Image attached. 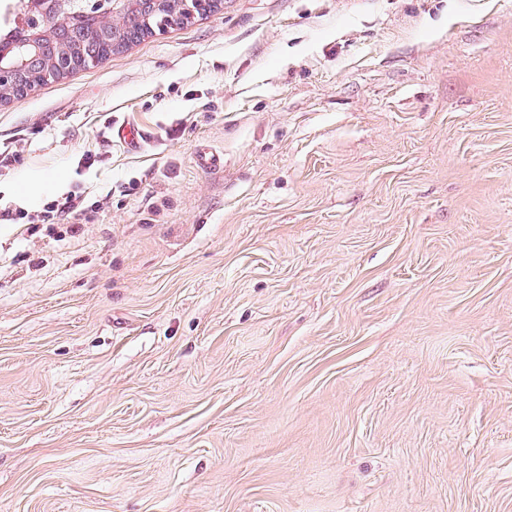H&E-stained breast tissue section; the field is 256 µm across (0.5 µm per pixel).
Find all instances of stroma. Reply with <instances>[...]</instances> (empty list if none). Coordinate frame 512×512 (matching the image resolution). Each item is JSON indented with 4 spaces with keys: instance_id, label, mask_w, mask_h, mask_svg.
I'll return each instance as SVG.
<instances>
[{
    "instance_id": "1",
    "label": "stroma",
    "mask_w": 512,
    "mask_h": 512,
    "mask_svg": "<svg viewBox=\"0 0 512 512\" xmlns=\"http://www.w3.org/2000/svg\"><path fill=\"white\" fill-rule=\"evenodd\" d=\"M4 209L0 512H512V0H224L1 100ZM64 178L61 175H34L14 187V193L21 198L32 200L38 194L57 190L62 187ZM87 210L83 201L75 195H66L61 199H56L47 204L46 209L38 216V221L42 224H58L61 221L71 224L70 232L74 237L82 229V224L86 223L85 215Z\"/></svg>"
}]
</instances>
